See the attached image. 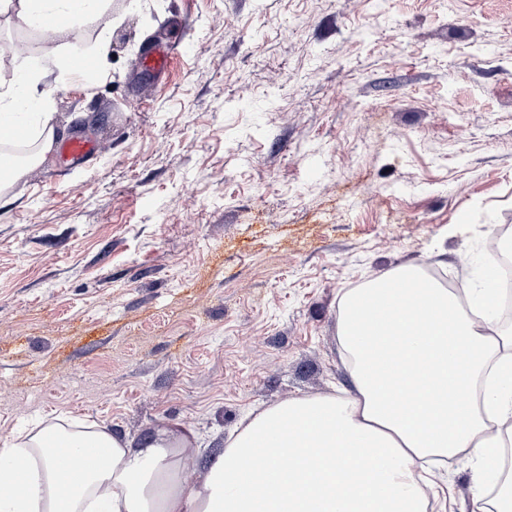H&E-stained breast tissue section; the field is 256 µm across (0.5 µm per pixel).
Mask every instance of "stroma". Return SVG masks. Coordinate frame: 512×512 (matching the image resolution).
I'll return each instance as SVG.
<instances>
[{"label": "stroma", "mask_w": 512, "mask_h": 512, "mask_svg": "<svg viewBox=\"0 0 512 512\" xmlns=\"http://www.w3.org/2000/svg\"><path fill=\"white\" fill-rule=\"evenodd\" d=\"M106 27L105 71L45 78L58 139L100 154L0 194V439L188 425L202 474L249 413L347 388L346 289L494 267L512 0H111L85 43ZM438 469L428 512H473L471 454ZM171 56V45L167 42L160 41L145 56H143L138 65L153 71L156 74L165 72Z\"/></svg>", "instance_id": "35a3bbf8"}]
</instances>
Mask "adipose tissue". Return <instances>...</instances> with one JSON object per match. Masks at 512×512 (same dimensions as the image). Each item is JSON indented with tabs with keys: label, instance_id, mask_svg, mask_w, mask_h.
I'll return each mask as SVG.
<instances>
[{
	"label": "adipose tissue",
	"instance_id": "obj_1",
	"mask_svg": "<svg viewBox=\"0 0 512 512\" xmlns=\"http://www.w3.org/2000/svg\"><path fill=\"white\" fill-rule=\"evenodd\" d=\"M107 0H0L31 30L62 16L55 52L0 78V144L10 120H29L37 147L16 175L39 165L56 136L51 70L68 78L74 54L102 63L110 43L78 33ZM492 279L469 305L412 265L349 289L339 306V340L352 388L342 396L298 398L253 415L224 442L200 481L180 476L193 430L139 443L107 427L43 420L0 442V512H428L433 462L460 451L474 480L495 482L474 512H512V471L499 464L512 434V329L486 320ZM104 449L96 465L88 454ZM267 449L263 467L249 463ZM73 473L64 482L61 470Z\"/></svg>",
	"mask_w": 512,
	"mask_h": 512
}]
</instances>
